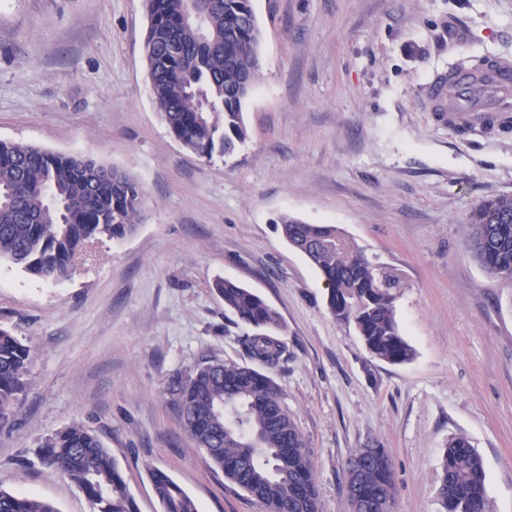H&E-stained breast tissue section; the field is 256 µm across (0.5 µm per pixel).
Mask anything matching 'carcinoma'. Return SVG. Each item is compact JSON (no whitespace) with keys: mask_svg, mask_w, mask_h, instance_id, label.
<instances>
[{"mask_svg":"<svg viewBox=\"0 0 512 512\" xmlns=\"http://www.w3.org/2000/svg\"><path fill=\"white\" fill-rule=\"evenodd\" d=\"M149 19L144 56L150 93L169 132L210 161L229 156L247 137L243 105L261 68V30L252 0H204L200 24L184 19L185 0H144ZM145 191L129 172L81 155L58 154L0 140V261L46 282L68 278L87 246L121 240L141 220ZM286 241L327 283V308L354 326L368 352L404 364L414 350L396 320L392 289L359 251L336 245L332 224L280 218ZM468 249L490 274L512 286V194L489 193L469 214ZM224 308L252 328L244 349L252 364L211 357L171 374L163 392L183 432L225 479L266 512H319L308 445L273 373L286 360L278 313L256 292L230 279L215 284ZM29 345L0 328V427L27 388ZM384 465L366 468L362 493L392 505L395 485ZM86 495L92 512H138L122 471L100 437L77 422L47 437L36 451ZM162 512H198L167 473L151 472ZM438 494L445 512H492L480 454L464 437L448 442ZM0 512H57L46 500L0 488Z\"/></svg>","mask_w":512,"mask_h":512,"instance_id":"1","label":"carcinoma"}]
</instances>
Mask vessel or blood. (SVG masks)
Wrapping results in <instances>:
<instances>
[{
	"label": "vessel or blood",
	"mask_w": 512,
	"mask_h": 512,
	"mask_svg": "<svg viewBox=\"0 0 512 512\" xmlns=\"http://www.w3.org/2000/svg\"><path fill=\"white\" fill-rule=\"evenodd\" d=\"M511 88L512 60L491 58L480 79L452 71L447 82L432 87L430 95L447 100L450 125L479 132L512 113V98L507 95Z\"/></svg>",
	"instance_id": "vessel-or-blood-1"
}]
</instances>
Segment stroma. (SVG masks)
<instances>
[{
	"instance_id": "obj_1",
	"label": "stroma",
	"mask_w": 512,
	"mask_h": 512,
	"mask_svg": "<svg viewBox=\"0 0 512 512\" xmlns=\"http://www.w3.org/2000/svg\"><path fill=\"white\" fill-rule=\"evenodd\" d=\"M261 72L246 141L205 161L153 102L143 0H0V140L81 154L145 190L134 234L94 243L59 283L0 262V327L34 349L29 386L0 429V488L91 512L43 466L41 441L99 433L139 512H160L150 472L198 512H264L213 470L165 403L167 377L215 355L247 363L248 327L214 292L227 278L281 315L274 379L307 443L320 512H349L345 464L387 449L392 512H444L440 464L462 436L495 512H512V288L469 254L468 214L512 194V129L462 134L429 90L449 67L512 58V0H253ZM333 224L399 282L415 356L372 357L326 307L327 287L284 240L281 216Z\"/></svg>"
}]
</instances>
